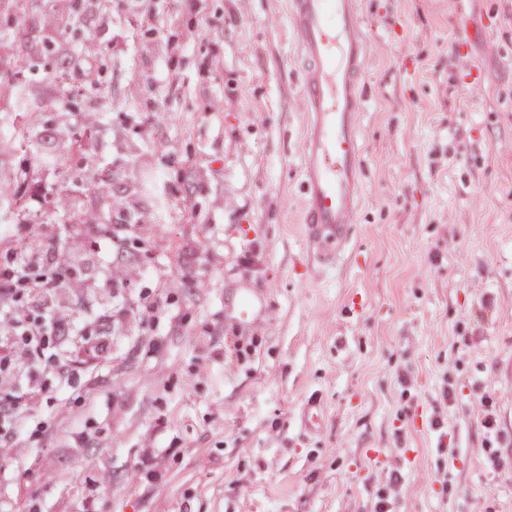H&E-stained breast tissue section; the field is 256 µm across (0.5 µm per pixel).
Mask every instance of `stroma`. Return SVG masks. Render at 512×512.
<instances>
[{
    "label": "stroma",
    "instance_id": "35a3bbf8",
    "mask_svg": "<svg viewBox=\"0 0 512 512\" xmlns=\"http://www.w3.org/2000/svg\"><path fill=\"white\" fill-rule=\"evenodd\" d=\"M356 8L361 203L325 262L288 0H0V270L64 239L31 274L83 325L0 512H512V0Z\"/></svg>",
    "mask_w": 512,
    "mask_h": 512
}]
</instances>
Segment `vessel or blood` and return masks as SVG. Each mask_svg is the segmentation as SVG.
I'll list each match as a JSON object with an SVG mask.
<instances>
[{
    "label": "vessel or blood",
    "instance_id": "1",
    "mask_svg": "<svg viewBox=\"0 0 512 512\" xmlns=\"http://www.w3.org/2000/svg\"><path fill=\"white\" fill-rule=\"evenodd\" d=\"M301 53L310 60L300 106L304 141V213L318 256L341 251L360 203L357 76L369 66L356 0H291Z\"/></svg>",
    "mask_w": 512,
    "mask_h": 512
}]
</instances>
